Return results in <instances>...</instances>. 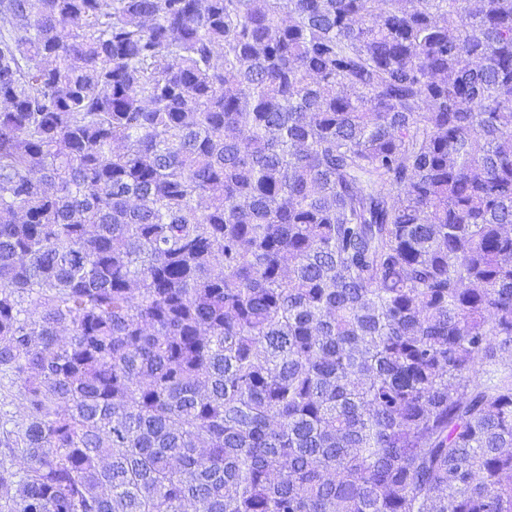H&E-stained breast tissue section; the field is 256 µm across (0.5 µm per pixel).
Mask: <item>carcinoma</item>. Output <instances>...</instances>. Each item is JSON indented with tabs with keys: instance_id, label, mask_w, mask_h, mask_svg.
Instances as JSON below:
<instances>
[{
	"instance_id": "obj_1",
	"label": "carcinoma",
	"mask_w": 512,
	"mask_h": 512,
	"mask_svg": "<svg viewBox=\"0 0 512 512\" xmlns=\"http://www.w3.org/2000/svg\"><path fill=\"white\" fill-rule=\"evenodd\" d=\"M0 512H512V0H0Z\"/></svg>"
}]
</instances>
